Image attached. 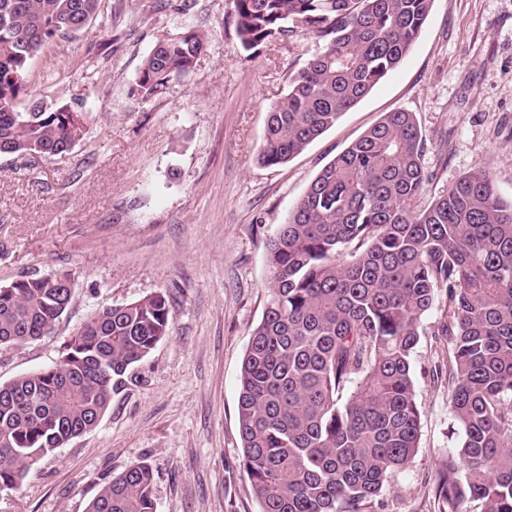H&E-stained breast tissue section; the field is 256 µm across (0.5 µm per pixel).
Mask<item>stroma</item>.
I'll return each mask as SVG.
<instances>
[{"instance_id":"obj_1","label":"stroma","mask_w":512,"mask_h":512,"mask_svg":"<svg viewBox=\"0 0 512 512\" xmlns=\"http://www.w3.org/2000/svg\"><path fill=\"white\" fill-rule=\"evenodd\" d=\"M200 30L194 70L149 100L131 89L158 38ZM313 37L246 51L231 0H101L81 32L45 44L17 102L83 109L63 154H0V286L69 274L51 334L0 346V382L53 365L100 308L156 291L170 332L133 369L93 430L45 456L0 512H86L130 464L154 470L156 512H260L241 466L238 377L267 295L266 247L318 172L385 113H414L427 142V206L470 172L512 199V0H434L402 65L288 163L263 167L267 109L316 52ZM433 309L413 358L419 451L377 512H441L438 471L453 419L448 352Z\"/></svg>"}]
</instances>
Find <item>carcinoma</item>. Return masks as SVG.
<instances>
[{
	"label": "carcinoma",
	"mask_w": 512,
	"mask_h": 512,
	"mask_svg": "<svg viewBox=\"0 0 512 512\" xmlns=\"http://www.w3.org/2000/svg\"><path fill=\"white\" fill-rule=\"evenodd\" d=\"M101 0H0V154L56 156L82 114L17 109L46 43L93 20ZM434 0H231L240 44L312 35L320 50L267 110L258 163L288 162L400 67ZM199 31L156 42L132 93L148 100L195 68ZM426 140L386 113L330 161L269 239L268 295L239 376L242 465L261 512H375L419 448L412 356L440 294L449 407L460 440L435 496L446 512H512V201L486 171L428 206ZM66 275L0 286V345L52 330ZM166 294L95 311L52 366L0 383V488L96 428L128 370L169 335ZM153 469L126 467L87 512H156Z\"/></svg>",
	"instance_id": "carcinoma-1"
}]
</instances>
